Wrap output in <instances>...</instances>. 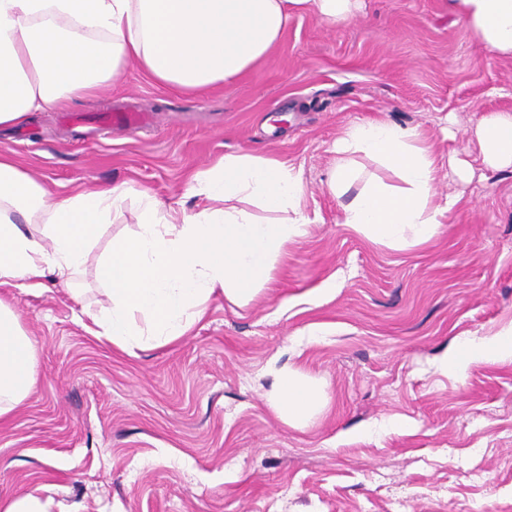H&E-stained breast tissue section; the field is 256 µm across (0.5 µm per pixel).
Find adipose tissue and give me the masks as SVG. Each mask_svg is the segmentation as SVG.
Returning a JSON list of instances; mask_svg holds the SVG:
<instances>
[{
	"label": "adipose tissue",
	"instance_id": "adipose-tissue-1",
	"mask_svg": "<svg viewBox=\"0 0 512 512\" xmlns=\"http://www.w3.org/2000/svg\"><path fill=\"white\" fill-rule=\"evenodd\" d=\"M356 0H0V125L32 112L97 98L128 67L182 92H202L252 68L279 44L289 21L349 20ZM458 21L491 54L512 58V0H450ZM473 135L487 167L512 168V113L483 116ZM327 187L345 201L343 221L372 242L406 249L431 239L459 201L437 199L438 162L418 131L386 121L347 127L332 145ZM398 179L355 189L356 156ZM196 212L162 208L138 194L137 230L113 240L97 266L105 300L86 309L88 332L135 355L186 335L217 294L247 305L289 243L305 235L300 173L272 156L228 153L197 172ZM129 188L57 194L0 153V284L40 290L53 274L80 296L88 254L103 225L123 214ZM512 358V328L451 353L471 362ZM36 349L12 304L0 299V421L33 393ZM323 391L296 372L278 376L270 405L287 424L319 413Z\"/></svg>",
	"mask_w": 512,
	"mask_h": 512
}]
</instances>
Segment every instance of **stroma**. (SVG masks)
Masks as SVG:
<instances>
[{
	"label": "stroma",
	"mask_w": 512,
	"mask_h": 512,
	"mask_svg": "<svg viewBox=\"0 0 512 512\" xmlns=\"http://www.w3.org/2000/svg\"><path fill=\"white\" fill-rule=\"evenodd\" d=\"M151 124L99 130L98 112ZM0 127L47 188H132L92 254L135 230L138 192L200 209L193 175L231 152L301 170L307 233L243 307L212 298L187 336L129 356L85 329L102 300L55 279L0 285L36 347L34 394L0 423V499L51 496L73 512H512V361L464 375L437 363L512 325V171L488 168L471 130L512 113V59L490 55L448 0H360L354 20L294 18L278 46L203 93L128 68L102 98ZM417 129L460 201L426 243L398 250L343 222L325 180L355 123ZM342 276V288L324 292ZM288 368L324 392L289 425L273 411Z\"/></svg>",
	"instance_id": "1"
}]
</instances>
